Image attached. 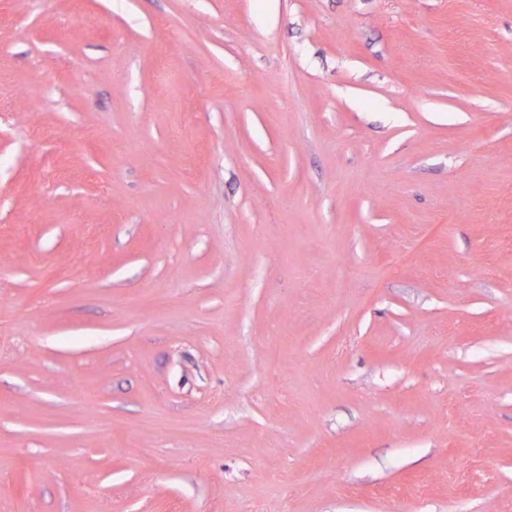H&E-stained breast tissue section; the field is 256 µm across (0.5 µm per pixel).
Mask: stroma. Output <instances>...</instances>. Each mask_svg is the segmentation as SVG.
<instances>
[{
    "mask_svg": "<svg viewBox=\"0 0 512 512\" xmlns=\"http://www.w3.org/2000/svg\"><path fill=\"white\" fill-rule=\"evenodd\" d=\"M0 512H512V0H0Z\"/></svg>",
    "mask_w": 512,
    "mask_h": 512,
    "instance_id": "obj_1",
    "label": "stroma"
}]
</instances>
